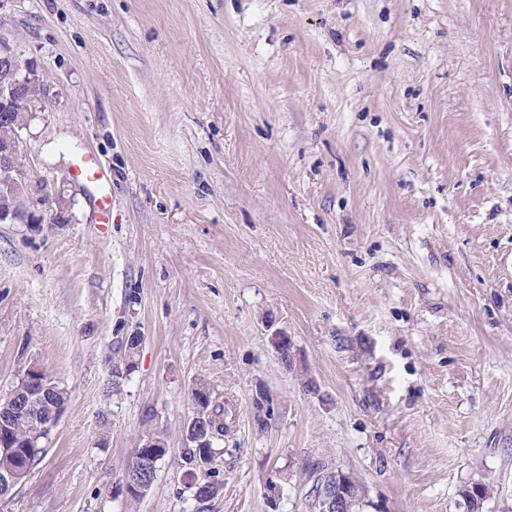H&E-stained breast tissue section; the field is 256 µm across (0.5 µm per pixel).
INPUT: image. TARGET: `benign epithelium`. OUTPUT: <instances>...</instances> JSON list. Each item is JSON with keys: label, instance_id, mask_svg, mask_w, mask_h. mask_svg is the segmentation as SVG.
Listing matches in <instances>:
<instances>
[{"label": "benign epithelium", "instance_id": "obj_1", "mask_svg": "<svg viewBox=\"0 0 512 512\" xmlns=\"http://www.w3.org/2000/svg\"><path fill=\"white\" fill-rule=\"evenodd\" d=\"M29 93L30 108L24 112H16L9 100L0 98V123L11 127L13 137L0 142V185L9 189L17 197L31 198L36 190L28 181L24 161L20 152L23 142L22 131L27 128L33 114L35 103L39 102L37 89L41 88L39 78L35 73L32 62L23 58L14 46L6 39L0 40V89ZM29 212L17 206L0 207V223H15L28 220ZM54 384L49 377L24 371L22 386L12 388L3 400L12 404V412L0 416V437L10 434L12 427L19 421L32 425L33 437H38L41 431L56 425L61 414L52 412L48 418H43L42 409L48 404ZM167 453V446L158 434H147L140 438L134 469L140 471L142 481L130 480L125 476V488H136L140 491L151 485L155 477L156 460ZM28 469L18 467L0 473V499L9 496L10 491L21 482ZM332 482L335 487L327 494L320 491L316 500L322 506L323 512H342L352 489H362L359 481L349 471L342 468L331 469Z\"/></svg>", "mask_w": 512, "mask_h": 512}]
</instances>
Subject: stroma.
<instances>
[{"label": "stroma", "mask_w": 512, "mask_h": 512, "mask_svg": "<svg viewBox=\"0 0 512 512\" xmlns=\"http://www.w3.org/2000/svg\"><path fill=\"white\" fill-rule=\"evenodd\" d=\"M0 34L43 84L49 197L0 224V396L33 362L70 394L0 512H309L321 460L366 512H467L472 484L512 512V0H6ZM202 380L234 420L203 502ZM135 470H140V475L143 478L142 482L130 480V471L125 476V489L137 488L144 491L145 486L153 483L155 477V463L156 460L167 453V446L165 441H162L158 434H147L140 438L139 446L137 448ZM161 458L159 461H161ZM156 463V475L158 471V463Z\"/></svg>", "instance_id": "obj_1"}]
</instances>
